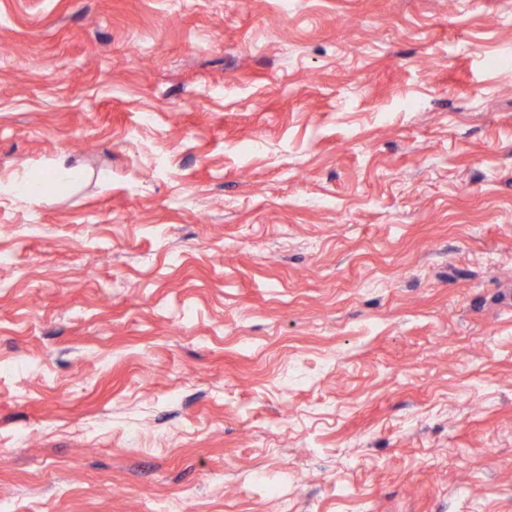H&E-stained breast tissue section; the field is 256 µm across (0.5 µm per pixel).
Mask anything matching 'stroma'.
<instances>
[{
	"instance_id": "obj_1",
	"label": "stroma",
	"mask_w": 512,
	"mask_h": 512,
	"mask_svg": "<svg viewBox=\"0 0 512 512\" xmlns=\"http://www.w3.org/2000/svg\"><path fill=\"white\" fill-rule=\"evenodd\" d=\"M0 253L10 512H512V0H0ZM79 175L76 168L67 166L65 160L61 159L45 177L39 180L23 179L10 184L7 190L18 198L36 201L45 200L49 197L50 188L53 184L74 180Z\"/></svg>"
}]
</instances>
